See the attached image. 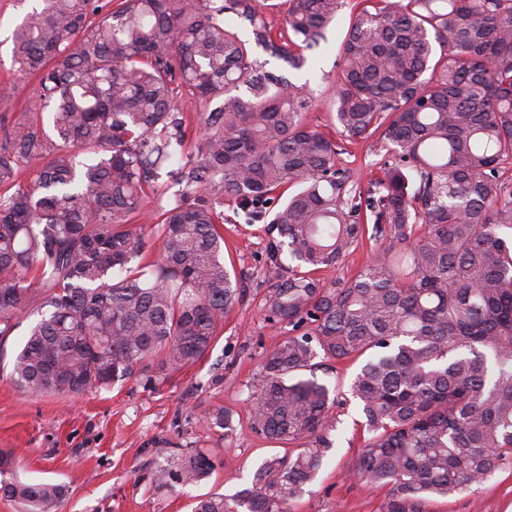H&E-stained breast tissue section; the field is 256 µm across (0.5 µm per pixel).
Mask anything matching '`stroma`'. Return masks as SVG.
I'll list each match as a JSON object with an SVG mask.
<instances>
[{
    "mask_svg": "<svg viewBox=\"0 0 512 512\" xmlns=\"http://www.w3.org/2000/svg\"><path fill=\"white\" fill-rule=\"evenodd\" d=\"M37 0H0V134L24 121L37 99L38 80L20 75L13 59V33ZM352 11L343 8L329 27L326 42L310 52L306 68L294 78L305 84L313 101L308 124L335 135L331 101L339 69V47ZM341 160L360 187L381 177L387 155L379 137L346 142ZM224 262L233 267L246 292L224 318V330L200 361L150 389L145 374L135 371L111 387L70 394L33 395L9 379L11 360L29 328L21 321L11 336L0 339V451H13L22 462L21 479L64 485L63 512H191L198 496L233 494L246 487L263 460L283 452L280 444L255 435L244 417L248 396L261 376L273 334L266 320L272 284L265 276L271 237L263 223H247L232 200L224 202ZM386 244L364 238L333 268L317 271L323 285L347 282ZM360 361L334 364L317 378L335 389L339 403L333 447L316 481L296 499L293 512H378L383 490L349 477L351 460L368 433L350 386ZM221 406L241 418L235 432L199 427L197 413ZM206 448L222 466L207 480L158 492L147 475L169 449ZM430 512H512V460L470 490L435 498Z\"/></svg>",
    "mask_w": 512,
    "mask_h": 512,
    "instance_id": "stroma-1",
    "label": "stroma"
}]
</instances>
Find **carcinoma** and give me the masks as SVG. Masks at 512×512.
Wrapping results in <instances>:
<instances>
[{"mask_svg":"<svg viewBox=\"0 0 512 512\" xmlns=\"http://www.w3.org/2000/svg\"><path fill=\"white\" fill-rule=\"evenodd\" d=\"M40 2L13 57L39 76L55 139L32 112L0 145V337L32 319L9 372L18 389L79 395L136 366L154 386L202 359L245 292L224 265L227 197L277 232L267 320L288 326L248 424L296 447L193 512H291L333 447L335 397L315 375L328 361L364 358L351 393L370 438L349 476L385 490L379 512H429L431 497L512 458V0H354L331 108L344 137L383 129L389 155L365 197L338 144L304 121L305 87L269 68L302 70L345 0H288L287 37L267 0H122L106 13L97 0ZM226 14L249 22L250 39ZM182 98L223 99L197 113L193 150ZM81 150L95 158L77 161ZM163 175L179 189L147 214ZM286 186L297 191L285 198ZM139 216L159 240L153 259L130 227ZM369 224L388 245L352 280L310 277ZM199 422L234 432L221 406ZM19 462L0 453L3 497L60 512L63 486L21 480ZM214 469L208 450L182 448L150 484L194 485Z\"/></svg>","mask_w":512,"mask_h":512,"instance_id":"1","label":"carcinoma"}]
</instances>
